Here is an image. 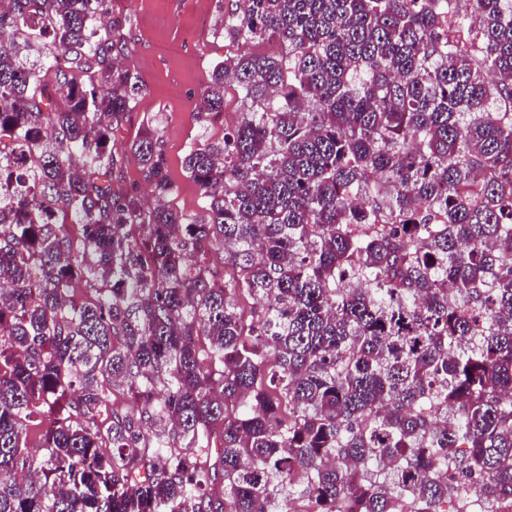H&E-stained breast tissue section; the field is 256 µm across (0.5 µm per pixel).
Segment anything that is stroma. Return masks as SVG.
<instances>
[{"label": "stroma", "instance_id": "stroma-1", "mask_svg": "<svg viewBox=\"0 0 512 512\" xmlns=\"http://www.w3.org/2000/svg\"><path fill=\"white\" fill-rule=\"evenodd\" d=\"M237 0H108V25L130 22L121 57L133 69L142 91L121 124L113 131L118 173L114 191L152 197L133 142L151 124L162 132L166 168L177 187L171 203L185 213L201 210L199 186L184 170L189 144L200 131L197 111L212 65L234 48L216 29L218 7L234 9Z\"/></svg>", "mask_w": 512, "mask_h": 512}]
</instances>
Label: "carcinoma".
<instances>
[{
  "label": "carcinoma",
  "mask_w": 512,
  "mask_h": 512,
  "mask_svg": "<svg viewBox=\"0 0 512 512\" xmlns=\"http://www.w3.org/2000/svg\"><path fill=\"white\" fill-rule=\"evenodd\" d=\"M9 2L0 512H512V0H217L195 215L106 0ZM225 91L224 112L213 119L209 126L210 133L214 138L224 136V128L234 125L243 110L236 86L227 84Z\"/></svg>",
  "instance_id": "obj_1"
}]
</instances>
